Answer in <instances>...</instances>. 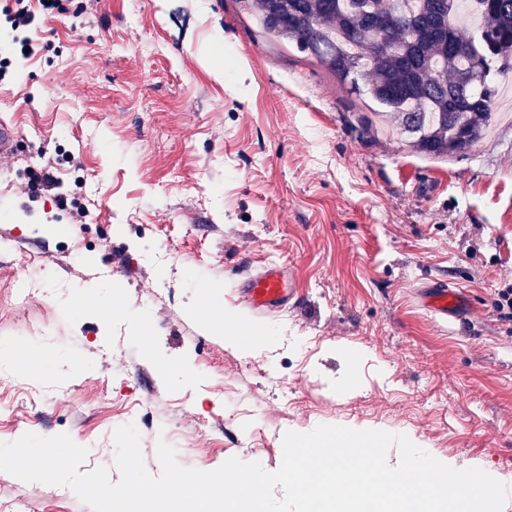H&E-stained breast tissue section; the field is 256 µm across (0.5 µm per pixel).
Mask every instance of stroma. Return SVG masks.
Here are the masks:
<instances>
[{
	"label": "stroma",
	"mask_w": 512,
	"mask_h": 512,
	"mask_svg": "<svg viewBox=\"0 0 512 512\" xmlns=\"http://www.w3.org/2000/svg\"><path fill=\"white\" fill-rule=\"evenodd\" d=\"M0 0V442L69 434L119 481L115 430L146 469L279 467L286 432H411L512 487V73L482 143L429 159L388 138L325 68L238 0H59L14 54ZM59 187L29 186L45 156ZM89 210L75 223L73 202ZM270 262L296 295L254 351L234 290ZM455 289L448 320L427 285ZM114 285L111 309L79 308ZM30 291L27 300L18 289ZM148 316L141 339L130 312ZM25 347L37 358L13 360ZM351 386H343L346 376ZM92 512L63 486L0 471V512Z\"/></svg>",
	"instance_id": "1"
}]
</instances>
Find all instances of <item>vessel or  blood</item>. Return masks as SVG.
Masks as SVG:
<instances>
[{"instance_id":"1","label":"vessel or blood","mask_w":512,"mask_h":512,"mask_svg":"<svg viewBox=\"0 0 512 512\" xmlns=\"http://www.w3.org/2000/svg\"><path fill=\"white\" fill-rule=\"evenodd\" d=\"M245 304L252 313L263 316L280 310L294 294L293 279L284 265L269 263L257 275L238 286ZM455 300L454 292L447 286L433 288L427 297L428 309L437 317L445 318Z\"/></svg>"}]
</instances>
